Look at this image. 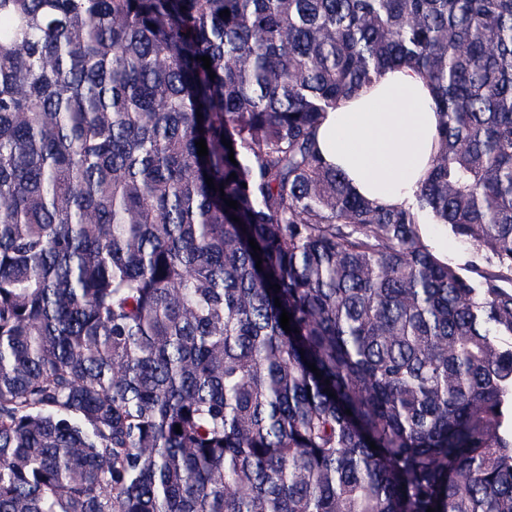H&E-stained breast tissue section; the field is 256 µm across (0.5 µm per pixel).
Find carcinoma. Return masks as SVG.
I'll return each mask as SVG.
<instances>
[{"mask_svg": "<svg viewBox=\"0 0 512 512\" xmlns=\"http://www.w3.org/2000/svg\"><path fill=\"white\" fill-rule=\"evenodd\" d=\"M402 65L397 208L316 130ZM429 508L512 512V0H0V512ZM424 227L430 235L448 239V255H445V259L463 273L471 274L470 271L475 268L486 272L496 270L482 253L463 248L448 228L439 224H425Z\"/></svg>", "mask_w": 512, "mask_h": 512, "instance_id": "carcinoma-1", "label": "carcinoma"}]
</instances>
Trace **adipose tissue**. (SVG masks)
Returning <instances> with one entry per match:
<instances>
[{
  "mask_svg": "<svg viewBox=\"0 0 512 512\" xmlns=\"http://www.w3.org/2000/svg\"><path fill=\"white\" fill-rule=\"evenodd\" d=\"M439 121L427 79L401 66L342 100L320 125L317 143L357 193L401 207L429 175Z\"/></svg>",
  "mask_w": 512,
  "mask_h": 512,
  "instance_id": "obj_1",
  "label": "adipose tissue"
}]
</instances>
